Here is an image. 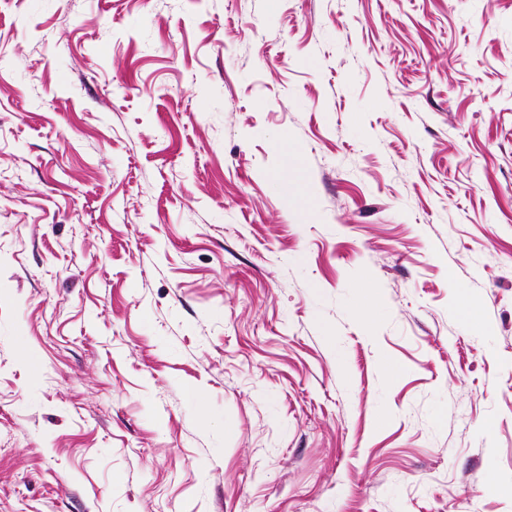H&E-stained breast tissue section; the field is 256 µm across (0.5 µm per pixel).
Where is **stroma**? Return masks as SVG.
Wrapping results in <instances>:
<instances>
[{"label":"stroma","mask_w":512,"mask_h":512,"mask_svg":"<svg viewBox=\"0 0 512 512\" xmlns=\"http://www.w3.org/2000/svg\"><path fill=\"white\" fill-rule=\"evenodd\" d=\"M0 512H512V0H0Z\"/></svg>","instance_id":"35a3bbf8"}]
</instances>
